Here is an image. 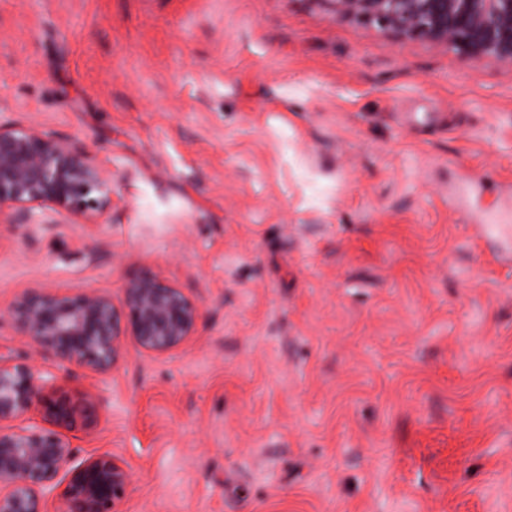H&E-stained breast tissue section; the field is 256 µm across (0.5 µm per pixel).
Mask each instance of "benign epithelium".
<instances>
[{
    "instance_id": "7a95c632",
    "label": "benign epithelium",
    "mask_w": 512,
    "mask_h": 512,
    "mask_svg": "<svg viewBox=\"0 0 512 512\" xmlns=\"http://www.w3.org/2000/svg\"><path fill=\"white\" fill-rule=\"evenodd\" d=\"M336 15L359 16L381 29L443 45L471 60L512 65V0H332ZM112 205V172L82 147L38 126L0 123V223L55 224L90 219ZM20 336L44 358L96 373L112 370L123 341L167 353L196 330L199 304L156 276L130 277L122 310L97 291L59 295L26 290L7 309ZM48 370L0 355V512H46L62 473L69 472L73 512H117L129 481L110 458L67 470L71 441L60 431L84 408L56 388ZM43 423L15 424L32 410Z\"/></svg>"
}]
</instances>
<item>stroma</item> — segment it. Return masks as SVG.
<instances>
[{
  "label": "stroma",
  "instance_id": "stroma-1",
  "mask_svg": "<svg viewBox=\"0 0 512 512\" xmlns=\"http://www.w3.org/2000/svg\"><path fill=\"white\" fill-rule=\"evenodd\" d=\"M0 120L112 172L94 222L0 225V308L40 286L200 305L157 356L69 365L72 465L119 512H512V65L332 0H0ZM67 500L75 512H117L129 481L112 458H90L69 472Z\"/></svg>",
  "mask_w": 512,
  "mask_h": 512
}]
</instances>
